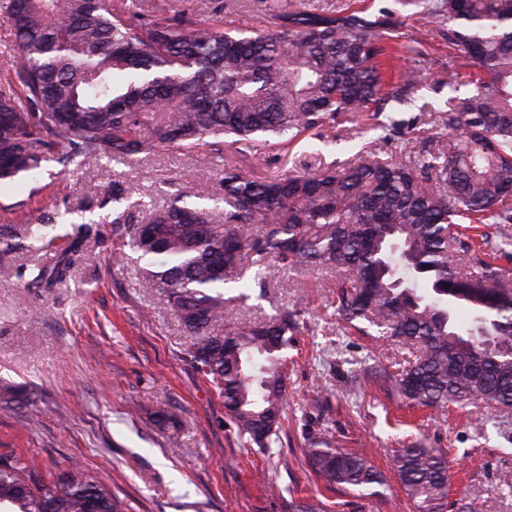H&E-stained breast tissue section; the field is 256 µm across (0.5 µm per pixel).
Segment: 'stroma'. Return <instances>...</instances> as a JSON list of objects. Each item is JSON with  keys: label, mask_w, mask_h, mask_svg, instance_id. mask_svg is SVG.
<instances>
[{"label": "stroma", "mask_w": 512, "mask_h": 512, "mask_svg": "<svg viewBox=\"0 0 512 512\" xmlns=\"http://www.w3.org/2000/svg\"><path fill=\"white\" fill-rule=\"evenodd\" d=\"M303 7L360 11L381 22L394 48L393 74L421 77L414 108L382 106L411 133L401 143L389 140L366 112L282 153L243 155L225 145V162L258 178L312 172L359 152L398 158L416 151L450 94L455 52L447 23L403 0H224V18L264 28L274 11ZM116 180L136 184L141 222L171 202L172 187L191 193L205 183L213 196L224 194L217 167L178 149L131 163L92 159L65 173L50 162L36 178L0 187V240H12L7 259L18 272L0 279V386L23 395L22 402L0 404V452L32 457L52 473L81 461L132 512H281L264 489V473L283 496L323 501L328 512H409L388 460L393 450L421 442L450 451L455 512H512V409L411 408L364 380L367 369L400 359L402 351L342 331L331 272L291 271L266 287L251 286L240 320L297 307L305 329L288 370L287 439L269 456L242 447L223 398L185 360V332L166 298L139 288L134 268L112 262V226L104 218L119 208ZM28 224L53 226L64 245L80 240L65 281L27 287L42 258L20 236ZM313 436L364 449L386 474L383 495L326 490L302 454Z\"/></svg>", "instance_id": "obj_1"}]
</instances>
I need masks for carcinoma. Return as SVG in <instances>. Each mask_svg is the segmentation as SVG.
I'll return each mask as SVG.
<instances>
[{
	"label": "carcinoma",
	"instance_id": "obj_1",
	"mask_svg": "<svg viewBox=\"0 0 512 512\" xmlns=\"http://www.w3.org/2000/svg\"><path fill=\"white\" fill-rule=\"evenodd\" d=\"M448 46L469 80L448 70L456 95L409 160L360 157L302 175L249 179L224 166V197L200 190L137 224L112 219V258L139 264V283L164 294L190 340L185 358L218 394L246 448L270 451L286 432L288 347L300 313L226 327L224 290L245 284L243 231L256 227L260 287L291 269L336 272L345 328L416 351L366 378L410 406L480 402L512 408V0H435ZM17 63L0 80V185L45 162L131 161L180 149L222 156L224 138L248 152L282 150L305 134L350 122L387 101L385 38L363 17L295 9L271 28L242 31L174 10L163 19L109 0H0ZM419 76L395 99L411 103ZM463 85L469 90L459 93ZM224 202V229L204 202ZM496 228V239L477 232ZM24 236L54 261L28 285L68 276L78 245L58 250L45 224ZM459 307L472 315L461 327ZM305 460L330 490L377 494L385 475L359 448L310 438ZM390 469L414 512H447L448 449L398 448ZM68 479L15 453L0 454V506L17 512H128L84 465Z\"/></svg>",
	"mask_w": 512,
	"mask_h": 512
}]
</instances>
